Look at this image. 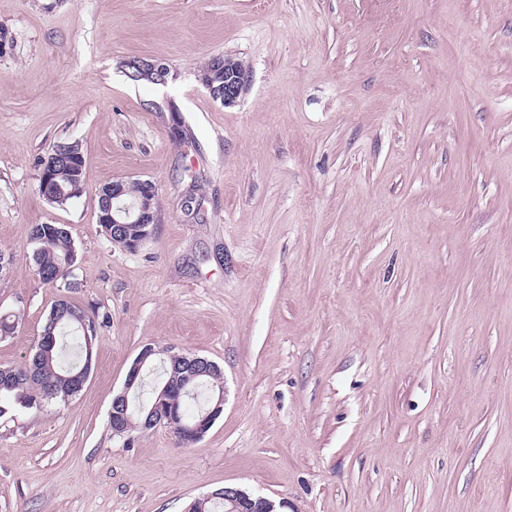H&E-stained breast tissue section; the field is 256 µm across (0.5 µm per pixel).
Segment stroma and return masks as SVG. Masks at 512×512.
Masks as SVG:
<instances>
[{
	"mask_svg": "<svg viewBox=\"0 0 512 512\" xmlns=\"http://www.w3.org/2000/svg\"><path fill=\"white\" fill-rule=\"evenodd\" d=\"M0 365L59 292L30 261L68 225L73 300L108 315L67 402L0 418V512H187L227 485L287 512H512V0H0ZM252 72L233 107L198 80ZM175 80H131L126 61ZM79 142L83 195L37 161ZM149 180L137 250L97 192ZM223 371L195 445L113 435L144 345ZM210 61L211 78L202 82L209 72ZM199 79L214 101H219L224 107H232L248 91L251 71L237 58L228 55L215 56L202 68ZM216 82L219 84L215 85Z\"/></svg>",
	"mask_w": 512,
	"mask_h": 512,
	"instance_id": "35a3bbf8",
	"label": "stroma"
}]
</instances>
